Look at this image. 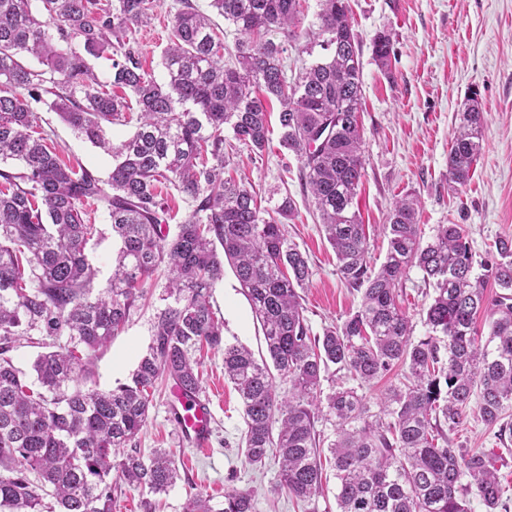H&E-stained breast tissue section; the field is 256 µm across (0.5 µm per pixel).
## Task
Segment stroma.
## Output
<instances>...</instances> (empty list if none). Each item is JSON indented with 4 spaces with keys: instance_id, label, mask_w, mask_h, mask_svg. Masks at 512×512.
<instances>
[{
    "instance_id": "obj_1",
    "label": "stroma",
    "mask_w": 512,
    "mask_h": 512,
    "mask_svg": "<svg viewBox=\"0 0 512 512\" xmlns=\"http://www.w3.org/2000/svg\"><path fill=\"white\" fill-rule=\"evenodd\" d=\"M173 5L174 0H157L151 23L136 34L146 69L160 80L165 77L161 55ZM349 5L361 42L364 90L360 120L366 165L356 202L369 236L371 265L384 262L383 226L396 199L408 193L420 200L425 236H432L440 224L464 225L476 260H483L497 237H512V0H349ZM381 32L393 37L391 66L386 70L372 55L371 42ZM473 94L486 118L484 150L470 180L452 188L448 151L453 116ZM41 117L54 129V143L64 158L79 161L100 177L108 176L111 157L78 137L55 113L45 111ZM270 128L269 149L258 155L235 144L226 172L253 186L262 209L273 210L287 195L294 200L296 216L288 231L313 272L300 295L307 321L319 335L355 313L361 295L339 280L335 253L299 181V162L281 146L278 121H271ZM87 220L97 232L86 253L102 285L112 274L118 242L103 211L89 210ZM166 283L165 272L157 271L145 303L132 311L121 333L96 351L92 383L97 388L112 389L129 381L151 341L155 317L165 306ZM432 296L421 273L411 271L400 304L413 325L414 339L428 333L424 318ZM211 303L224 321L225 343L242 344L255 356L265 355L261 328L232 269H225L216 283ZM201 385L213 414L207 448H193L183 438L171 412L169 382L155 392L148 423L134 441L146 455L166 449L179 469L176 484L162 496L160 512H184L192 494L220 502L232 489L251 491L257 512H337L334 470H326L320 496L308 505L277 489V461L269 458L260 466L246 461L239 447L243 405L224 377L222 353L202 351ZM448 443L504 456L499 479L503 501L512 512V451L499 443L496 427L473 416L462 428L449 432Z\"/></svg>"
}]
</instances>
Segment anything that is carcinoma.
Instances as JSON below:
<instances>
[{
  "label": "carcinoma",
  "instance_id": "obj_1",
  "mask_svg": "<svg viewBox=\"0 0 512 512\" xmlns=\"http://www.w3.org/2000/svg\"><path fill=\"white\" fill-rule=\"evenodd\" d=\"M318 2L317 30L308 32L301 0H210L240 35L226 53L210 16L176 0L160 83L143 69L135 38L150 24L154 0H0V512H43L47 497L59 512H112L119 482L165 493L178 478L170 453L146 457L131 443L148 422L158 383L201 392L193 352L203 344L224 353V376L241 397L246 458L253 465L278 458V487L296 500L321 494L316 424L329 421L338 512H467L472 492L487 512L502 505L492 457L448 447L445 430L475 413L498 427L501 442L512 441V238L495 241L476 276L464 225L440 224L423 242L419 199L407 194L384 226L386 259L371 267L353 210L366 163L361 45L347 0ZM391 42L384 32L372 39L384 68ZM290 46L327 55L290 81L283 57ZM92 57L111 61L107 80ZM273 100L280 143L300 162L336 274L362 294L359 310L321 336L300 303L312 271L288 238L293 199L264 212L255 192L224 177L225 129L263 153ZM41 108L112 157L107 178L60 158L39 124ZM133 120L131 137L109 139L108 127ZM484 121L475 97L455 114L448 183L469 180L484 149ZM165 187L191 204L179 221ZM88 205L106 213L120 241L112 276L97 291L86 254L94 233L84 220ZM163 264L168 303L131 382L107 391L87 386L93 353L124 329ZM226 264L261 325L266 360L224 343L211 297ZM413 269L434 289L429 334L417 342L398 304ZM489 280L501 289L493 297ZM481 312L483 343L475 328ZM35 334L67 337L35 360L39 391L9 356L19 338ZM332 365L357 386L322 394ZM397 368L402 379L372 412L358 389ZM279 379L288 391L278 392ZM185 512H255L254 496L226 491L216 504L197 494Z\"/></svg>",
  "mask_w": 512,
  "mask_h": 512
}]
</instances>
